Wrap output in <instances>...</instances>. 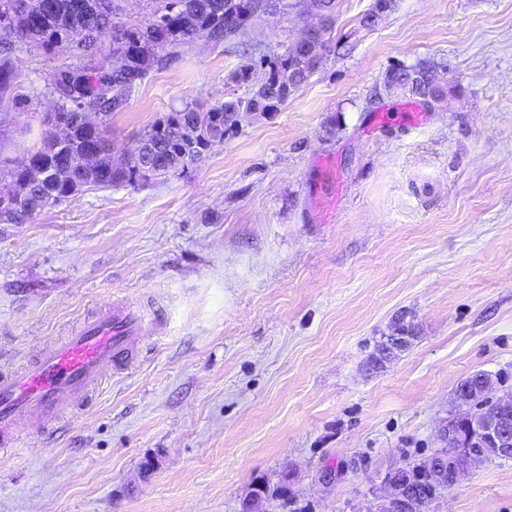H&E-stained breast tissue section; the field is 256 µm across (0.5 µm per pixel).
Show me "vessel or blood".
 I'll list each match as a JSON object with an SVG mask.
<instances>
[{"instance_id": "obj_1", "label": "vessel or blood", "mask_w": 512, "mask_h": 512, "mask_svg": "<svg viewBox=\"0 0 512 512\" xmlns=\"http://www.w3.org/2000/svg\"><path fill=\"white\" fill-rule=\"evenodd\" d=\"M143 307L113 303L34 361L0 373V447L11 448L32 418L48 426L88 404L110 373L128 370L150 327Z\"/></svg>"}]
</instances>
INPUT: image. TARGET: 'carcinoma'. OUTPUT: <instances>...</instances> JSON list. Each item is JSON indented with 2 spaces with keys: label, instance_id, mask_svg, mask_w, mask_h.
<instances>
[{
  "label": "carcinoma",
  "instance_id": "cac0c4a2",
  "mask_svg": "<svg viewBox=\"0 0 512 512\" xmlns=\"http://www.w3.org/2000/svg\"><path fill=\"white\" fill-rule=\"evenodd\" d=\"M18 19L14 31H0V93L16 76L14 53L25 44H37L61 57L49 79L50 93L62 94L58 112L69 116L71 134L60 139L49 129L50 117L42 121L33 145L29 171L0 165V194L11 198L14 208L0 210V224H24L48 206L69 200L85 186L109 188L134 182V173L112 166L108 133L112 115L121 111L130 93L153 69H162L180 54L189 41L218 46L241 41L248 29L262 20L261 0H166L147 24L125 26L117 21L119 0L102 12L100 0H8ZM319 11L326 28L336 21V0H301ZM80 38L64 43L68 31ZM323 54L297 58L289 51L264 55L257 66L237 71L233 81L249 87L233 102H219L203 113L190 105L165 114L140 138V161L155 166L152 175L168 173L201 159L211 145L224 141L235 130L224 123V113L275 112L314 73ZM421 80L391 82L389 91L416 97L431 96L435 104L459 93L449 85L435 84L445 66L420 59L412 64ZM97 149L100 158L90 166L86 153ZM507 383L501 373H477L463 381L482 390L491 382Z\"/></svg>",
  "mask_w": 512,
  "mask_h": 512
}]
</instances>
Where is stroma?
Returning a JSON list of instances; mask_svg holds the SVG:
<instances>
[{
  "label": "stroma",
  "mask_w": 512,
  "mask_h": 512,
  "mask_svg": "<svg viewBox=\"0 0 512 512\" xmlns=\"http://www.w3.org/2000/svg\"><path fill=\"white\" fill-rule=\"evenodd\" d=\"M373 4L338 0L319 68L202 160L0 224V368L113 301L159 313L134 369L0 453V512H365L388 472L438 448L462 380L512 374V0H396L367 27ZM305 22L187 44L113 115V160L172 110L244 95L230 74ZM16 57L0 98L15 163L55 66L34 46ZM427 58L460 94L423 105L420 126L379 125L408 102L387 71ZM398 318L412 345L373 367ZM282 483L286 499L254 500ZM428 512H512V460Z\"/></svg>",
  "instance_id": "stroma-1"
}]
</instances>
